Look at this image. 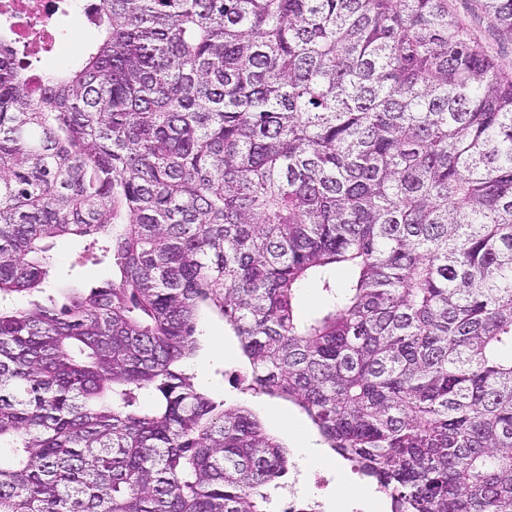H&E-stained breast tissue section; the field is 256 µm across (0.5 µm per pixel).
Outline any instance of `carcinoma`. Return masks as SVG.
Segmentation results:
<instances>
[{
	"instance_id": "1",
	"label": "carcinoma",
	"mask_w": 512,
	"mask_h": 512,
	"mask_svg": "<svg viewBox=\"0 0 512 512\" xmlns=\"http://www.w3.org/2000/svg\"><path fill=\"white\" fill-rule=\"evenodd\" d=\"M93 25L36 96L0 35V512H271L288 449L183 369L207 314L391 512H512V75L448 0ZM61 236L112 279L60 304ZM325 301L324 293L317 283H310L302 294L298 313L305 317L320 309Z\"/></svg>"
}]
</instances>
